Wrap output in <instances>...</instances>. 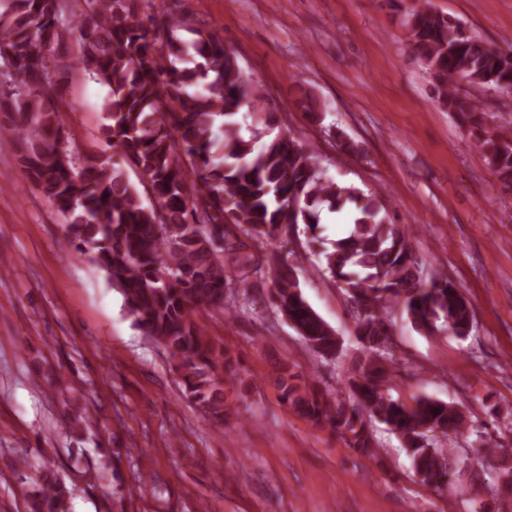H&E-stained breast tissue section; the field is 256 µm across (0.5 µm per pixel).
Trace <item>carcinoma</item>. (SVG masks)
I'll list each match as a JSON object with an SVG mask.
<instances>
[{
    "mask_svg": "<svg viewBox=\"0 0 512 512\" xmlns=\"http://www.w3.org/2000/svg\"><path fill=\"white\" fill-rule=\"evenodd\" d=\"M83 2L76 25L79 60L90 79L108 88L103 102L113 153L84 165L63 141L52 80L60 52L66 0H0V75L15 90L0 95V137L14 141L17 163L66 220L71 244L122 295L127 317L160 344L182 376V392L210 420L230 419L226 393L239 381L237 360L211 340L198 310L231 313L232 282L267 274L271 302L305 343L333 358L340 340L308 305L296 268L281 258L303 230L320 241L321 213L347 219L348 232L320 250L323 270L354 300L355 335L364 360L350 379L353 400H340L289 365L276 385L287 407L317 428H329L349 448L376 455L368 422L400 438L417 482L439 487L451 468L460 474L474 457L491 463L507 448L469 423L457 405L428 396L407 403L387 385L392 350L391 302L403 298L411 324L429 336L444 330L466 336L472 308L450 280L422 285L411 254L409 229L394 223L381 198L327 176L316 151L292 138L258 144L244 137L236 117L260 98L222 36L198 26L169 4L150 13L138 0ZM413 50L424 57L438 99L470 128L502 186L512 188V127L488 129L481 103L451 80L465 76L512 94V45L502 50L422 5L407 18ZM314 120L323 106L300 91ZM133 165L140 184L124 164ZM154 204H145L143 194ZM224 227V250L211 248L209 228ZM471 448L443 442L467 433ZM31 512H69L73 489L51 472L36 475Z\"/></svg>",
    "mask_w": 512,
    "mask_h": 512,
    "instance_id": "1",
    "label": "carcinoma"
}]
</instances>
